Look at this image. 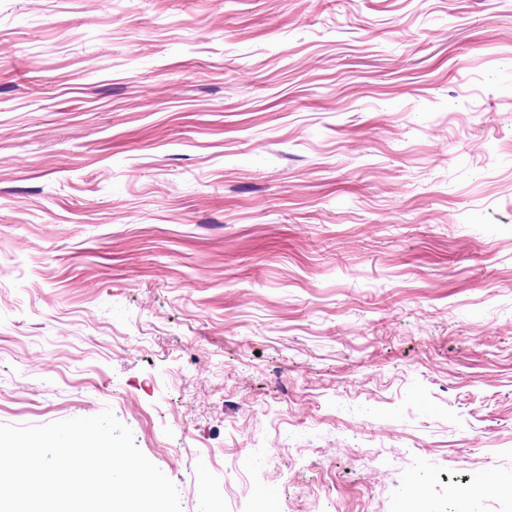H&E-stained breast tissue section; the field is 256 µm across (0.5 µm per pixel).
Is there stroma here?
<instances>
[{
    "instance_id": "obj_1",
    "label": "stroma",
    "mask_w": 512,
    "mask_h": 512,
    "mask_svg": "<svg viewBox=\"0 0 512 512\" xmlns=\"http://www.w3.org/2000/svg\"><path fill=\"white\" fill-rule=\"evenodd\" d=\"M107 408L182 512L512 475V0H0V424Z\"/></svg>"
}]
</instances>
